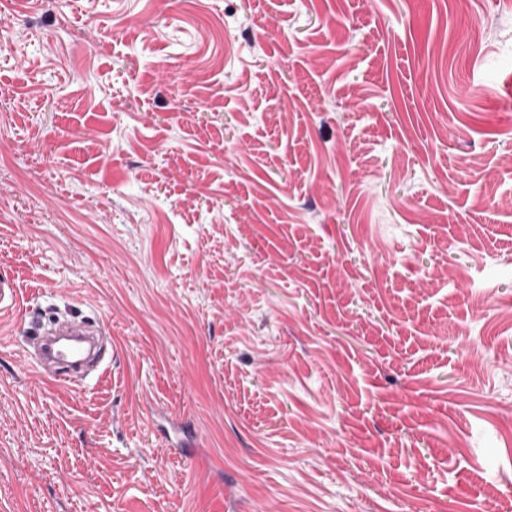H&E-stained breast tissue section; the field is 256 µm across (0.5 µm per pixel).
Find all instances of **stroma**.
Listing matches in <instances>:
<instances>
[{
	"label": "stroma",
	"mask_w": 512,
	"mask_h": 512,
	"mask_svg": "<svg viewBox=\"0 0 512 512\" xmlns=\"http://www.w3.org/2000/svg\"><path fill=\"white\" fill-rule=\"evenodd\" d=\"M1 275L0 512H512V0H0ZM44 344L45 347L41 352L40 363L36 366L40 373H44L46 367L52 364L73 368L74 363L79 362L84 357V350L81 345H73L70 349L54 350L49 346L48 341Z\"/></svg>",
	"instance_id": "35a3bbf8"
}]
</instances>
